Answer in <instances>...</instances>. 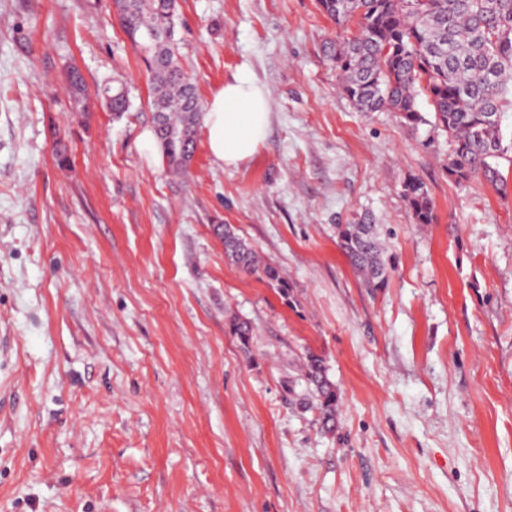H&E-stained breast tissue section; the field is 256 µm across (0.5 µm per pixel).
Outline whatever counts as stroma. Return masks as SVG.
Segmentation results:
<instances>
[{"label": "stroma", "instance_id": "35a3bbf8", "mask_svg": "<svg viewBox=\"0 0 512 512\" xmlns=\"http://www.w3.org/2000/svg\"><path fill=\"white\" fill-rule=\"evenodd\" d=\"M177 16L201 101L243 66L267 92L240 167L201 131L169 174L113 0H0V512H512V111L506 191L460 184L426 96L416 125L353 106L317 0ZM115 80L119 116L95 97ZM410 177L436 223H414ZM364 220L390 260L377 290L337 244ZM219 224L290 299L228 262ZM310 351L341 395L332 432Z\"/></svg>", "mask_w": 512, "mask_h": 512}]
</instances>
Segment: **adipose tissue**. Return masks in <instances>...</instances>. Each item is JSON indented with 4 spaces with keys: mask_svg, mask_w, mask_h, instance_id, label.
Segmentation results:
<instances>
[{
    "mask_svg": "<svg viewBox=\"0 0 512 512\" xmlns=\"http://www.w3.org/2000/svg\"><path fill=\"white\" fill-rule=\"evenodd\" d=\"M269 116L264 89L249 69L240 68L206 106L204 128L213 158L227 166L251 159L267 137Z\"/></svg>",
    "mask_w": 512,
    "mask_h": 512,
    "instance_id": "obj_1",
    "label": "adipose tissue"
}]
</instances>
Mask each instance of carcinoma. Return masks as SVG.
I'll list each match as a JSON object with an SVG mask.
<instances>
[{
  "label": "carcinoma",
  "mask_w": 512,
  "mask_h": 512,
  "mask_svg": "<svg viewBox=\"0 0 512 512\" xmlns=\"http://www.w3.org/2000/svg\"><path fill=\"white\" fill-rule=\"evenodd\" d=\"M115 5L132 45L145 54L162 159L169 171L184 174L204 109L195 85L176 62L175 0H115ZM318 5L343 30L356 24L333 57L342 91L357 110L386 108L417 124L423 121L417 98L425 93L435 119L454 142L449 175L459 183L482 179L506 189L494 160L505 153L501 113L512 108V0H318ZM68 82L80 111H88L82 75L72 70ZM98 95L115 113L128 108L122 86L106 85ZM404 195L415 223H434L435 206L422 182L409 179ZM336 232L345 258L367 287H385L388 264L377 225L338 224ZM219 234L239 270L290 298L291 285L280 268L261 261L231 226H220ZM304 368L322 428L333 431L340 394L324 358L310 351Z\"/></svg>",
  "instance_id": "cac0c4a2"
}]
</instances>
